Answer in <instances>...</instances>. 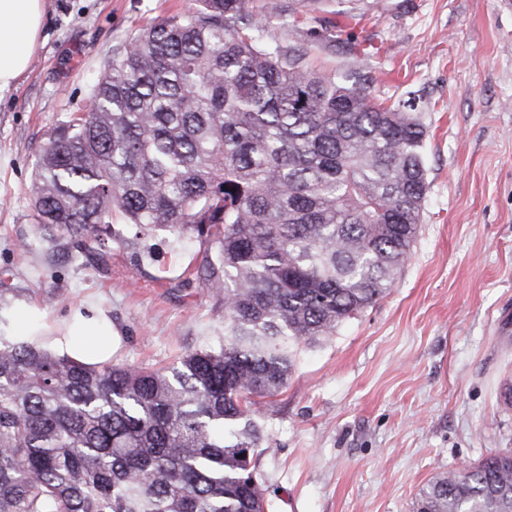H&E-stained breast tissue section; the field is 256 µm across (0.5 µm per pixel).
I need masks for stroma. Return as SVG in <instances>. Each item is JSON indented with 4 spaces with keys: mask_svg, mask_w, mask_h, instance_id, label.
Wrapping results in <instances>:
<instances>
[{
    "mask_svg": "<svg viewBox=\"0 0 512 512\" xmlns=\"http://www.w3.org/2000/svg\"><path fill=\"white\" fill-rule=\"evenodd\" d=\"M273 36L388 105L414 96L428 127L429 190L418 238L392 288L334 336L301 345L288 385L255 417L260 481L275 512H412L435 477L512 452V0H325ZM194 0H49L24 77L0 92V272L47 331L81 304L122 336L115 357L167 367L224 334V302L195 271L208 243L157 233L136 263L112 224L106 256L85 265L52 247L26 188L53 125L141 28Z\"/></svg>",
    "mask_w": 512,
    "mask_h": 512,
    "instance_id": "35a3bbf8",
    "label": "stroma"
}]
</instances>
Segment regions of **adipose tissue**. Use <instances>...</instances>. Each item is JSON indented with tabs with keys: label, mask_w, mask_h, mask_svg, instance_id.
<instances>
[{
	"label": "adipose tissue",
	"mask_w": 512,
	"mask_h": 512,
	"mask_svg": "<svg viewBox=\"0 0 512 512\" xmlns=\"http://www.w3.org/2000/svg\"><path fill=\"white\" fill-rule=\"evenodd\" d=\"M46 9L47 0H0V91L25 75L39 47ZM43 343L56 354L97 364L111 358L119 333L101 308L88 304Z\"/></svg>",
	"instance_id": "obj_1"
}]
</instances>
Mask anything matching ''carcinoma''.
Here are the masks:
<instances>
[{
  "label": "carcinoma",
  "mask_w": 512,
  "mask_h": 512,
  "mask_svg": "<svg viewBox=\"0 0 512 512\" xmlns=\"http://www.w3.org/2000/svg\"><path fill=\"white\" fill-rule=\"evenodd\" d=\"M199 3L112 52L29 194L43 237L89 265L116 221L132 247L206 238L224 341L172 367L85 366L12 339L0 277V512H271L252 408L411 254L428 192L414 101L313 69L268 34L261 0ZM413 512H512V454L437 478Z\"/></svg>",
  "instance_id": "1"
}]
</instances>
